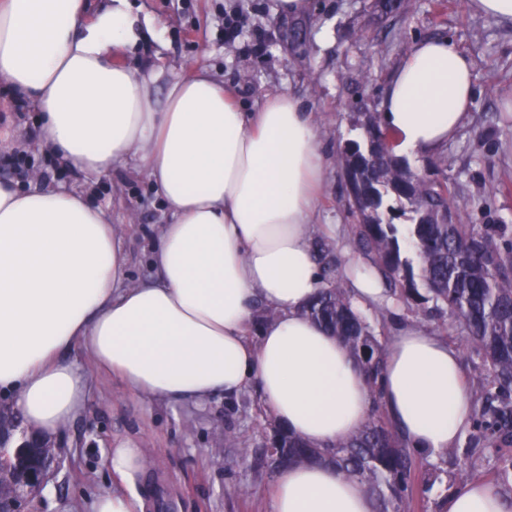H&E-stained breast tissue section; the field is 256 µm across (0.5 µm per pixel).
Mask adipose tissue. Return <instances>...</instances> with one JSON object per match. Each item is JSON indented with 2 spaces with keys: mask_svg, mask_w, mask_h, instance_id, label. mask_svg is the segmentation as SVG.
I'll return each instance as SVG.
<instances>
[{
  "mask_svg": "<svg viewBox=\"0 0 512 512\" xmlns=\"http://www.w3.org/2000/svg\"><path fill=\"white\" fill-rule=\"evenodd\" d=\"M137 38L126 0H0V85L40 113L37 145L89 175L132 162L170 215L146 278L128 276L117 224L79 192L0 183V401L53 437L87 406L64 357L81 345L147 400L208 404L257 387L275 421L316 448L348 438L372 394L356 357L305 315L326 286L310 218L327 162L293 94L246 112L207 70L176 78L114 63ZM473 63L445 39L414 42L380 102L393 150L436 153L469 117ZM273 316L256 324L258 312ZM257 341H250L251 331ZM382 404L407 447L434 458L468 426L457 347L401 322L386 339ZM269 512H375L334 465L279 469ZM443 512H512V493L473 479Z\"/></svg>",
  "mask_w": 512,
  "mask_h": 512,
  "instance_id": "obj_1",
  "label": "adipose tissue"
}]
</instances>
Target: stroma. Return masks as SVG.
<instances>
[{
  "label": "stroma",
  "instance_id": "1",
  "mask_svg": "<svg viewBox=\"0 0 512 512\" xmlns=\"http://www.w3.org/2000/svg\"><path fill=\"white\" fill-rule=\"evenodd\" d=\"M408 2L409 9L388 12L382 0H312L310 13L294 17L277 13L275 0H130L141 36L120 60L168 78L206 67L249 111L267 95L296 94L313 113L328 158L313 221L335 225L336 243L328 245L325 234H318L319 255L339 266L348 258L360 266L364 259L351 231L357 213L338 161L340 147L362 134L367 114H378L393 71L420 39L445 38L467 54L474 63L475 94L469 123L440 152L444 167L423 159L409 161V169L458 187L457 222L512 227V27L475 13L468 0ZM230 16L241 22L233 36L225 25ZM37 117L28 108H0V126L14 131L12 141L0 145V181L25 190L64 185L89 192L124 232L132 279L144 277L148 247L167 220L152 184L131 165L89 178L63 170L34 148ZM66 358L95 384L87 413L55 438L61 464L43 493L30 499L29 512H79L80 500L111 488L106 459L122 439L136 441L148 457L131 480L145 512H268L274 476L256 475L250 467L262 446L256 428L264 416L256 389L201 409L151 404L98 377L83 348L71 347ZM228 425L242 432L243 447L225 448ZM442 462L443 484L433 490L431 503L413 497L407 512H435V500L457 487L461 472L497 479L481 446L465 437Z\"/></svg>",
  "mask_w": 512,
  "mask_h": 512
}]
</instances>
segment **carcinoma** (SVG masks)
Here are the masks:
<instances>
[{"label": "carcinoma", "mask_w": 512, "mask_h": 512, "mask_svg": "<svg viewBox=\"0 0 512 512\" xmlns=\"http://www.w3.org/2000/svg\"><path fill=\"white\" fill-rule=\"evenodd\" d=\"M364 130V138L347 142L340 160L350 190L363 188L355 237L366 271L378 275L392 301L436 321L438 333L447 332L450 314L460 323L497 382L475 390L476 425L488 431L475 441L486 442L484 450L506 481L512 476V457L501 444L512 441V244H499L474 224L438 220L451 212L450 201L457 198L448 180L413 177L394 157L389 130L374 119ZM407 212L410 223H394ZM328 275V286L306 313L360 362L373 407L354 434L324 449L309 446L272 420L259 425L264 463L276 471L298 461H327L363 487L376 512H405L414 493L412 475L423 467V457L399 438L379 397L392 311L375 309L377 326H372L355 307L351 289L336 278V266H328ZM444 474L440 465H428L422 494L428 495Z\"/></svg>", "instance_id": "1"}]
</instances>
